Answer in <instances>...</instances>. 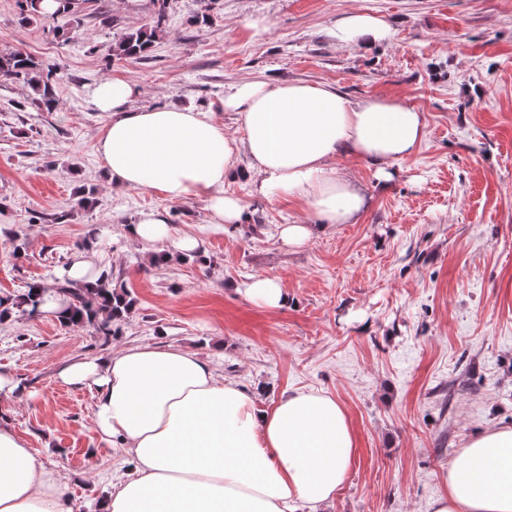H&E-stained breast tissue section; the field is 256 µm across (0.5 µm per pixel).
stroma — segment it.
<instances>
[{
    "mask_svg": "<svg viewBox=\"0 0 512 512\" xmlns=\"http://www.w3.org/2000/svg\"><path fill=\"white\" fill-rule=\"evenodd\" d=\"M197 9L168 0L148 57L118 59V34L152 26L150 0H79L59 20L65 42L41 24L19 26L17 0H0V49L52 68L60 99L44 112L25 86L0 84V298L52 281L83 251L134 301L114 337L18 310L1 320L0 372L29 391L7 420L69 477L73 512H99L129 465L97 432L90 392L58 382L57 369L126 346L191 348L258 406L311 389L343 404L355 458L321 512H431L457 451L512 426V0H213L202 25ZM353 13L384 21L390 39L339 45L330 31ZM104 78L138 85L131 108H194L236 138L244 131L224 109L228 86L329 83L353 100H406L424 113L427 137L385 185L367 162L337 157L365 187V210L291 251L280 225L314 215L298 200L256 197L247 163L224 184L248 207L243 224L210 223L201 198L114 189L97 153L107 117L90 99ZM81 186L95 188L94 208H76ZM34 210L69 218L32 225ZM148 210L173 236L203 238L205 257L151 263L126 237ZM257 276L278 281L288 306L248 299L243 285Z\"/></svg>",
    "mask_w": 512,
    "mask_h": 512,
    "instance_id": "1",
    "label": "stroma"
}]
</instances>
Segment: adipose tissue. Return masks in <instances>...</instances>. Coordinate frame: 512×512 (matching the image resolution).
Returning a JSON list of instances; mask_svg holds the SVG:
<instances>
[{
	"label": "adipose tissue",
	"mask_w": 512,
	"mask_h": 512,
	"mask_svg": "<svg viewBox=\"0 0 512 512\" xmlns=\"http://www.w3.org/2000/svg\"><path fill=\"white\" fill-rule=\"evenodd\" d=\"M342 44L387 39L376 17L355 13L332 31ZM136 85L104 79L91 92L109 118L97 151L114 187L146 190L172 202L203 197L215 224L245 221V205L225 194L237 152H245L255 196L296 198L317 221L282 225L299 248L318 229L357 223L362 187L336 157L371 165L378 180L424 142L423 112L381 96L352 100L334 85L247 81L224 95L239 114L243 140L208 113L182 107L129 109ZM136 244L170 242V256L201 254L203 239L172 237L165 218L143 214L127 229ZM59 382L94 393L98 432L118 441L134 474L102 501L101 512H317L344 483L355 435L343 405L318 391H292L266 408L216 378L198 351L140 345L102 360L62 367ZM68 481L45 468L13 428L0 425V512H69ZM433 512H512V426L473 436L448 464V489Z\"/></svg>",
	"instance_id": "1"
}]
</instances>
